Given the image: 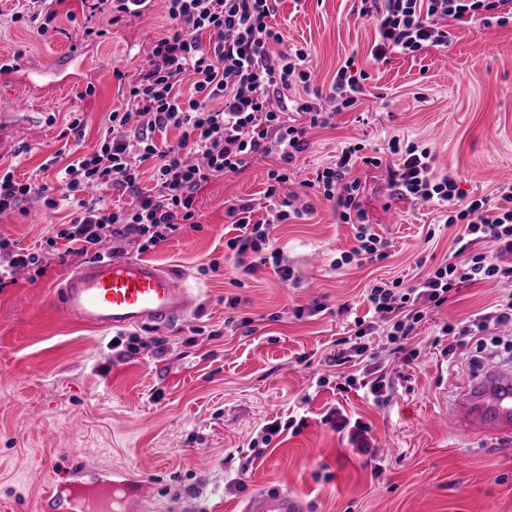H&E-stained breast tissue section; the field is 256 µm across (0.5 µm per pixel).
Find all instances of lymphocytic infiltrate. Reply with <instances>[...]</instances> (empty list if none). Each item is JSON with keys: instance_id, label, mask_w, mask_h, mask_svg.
I'll use <instances>...</instances> for the list:
<instances>
[{"instance_id": "lymphocytic-infiltrate-1", "label": "lymphocytic infiltrate", "mask_w": 512, "mask_h": 512, "mask_svg": "<svg viewBox=\"0 0 512 512\" xmlns=\"http://www.w3.org/2000/svg\"><path fill=\"white\" fill-rule=\"evenodd\" d=\"M168 27L154 40L138 79L129 85L133 111H112L110 124L96 151L68 164L59 197L45 188L16 180L0 171V213L37 200L48 208L60 201L76 203L77 215L46 247L33 251L0 233V288L13 283L20 270L45 274L56 256V241L68 242L66 256L101 257L102 245L118 236L147 251L168 241L181 226L194 224L197 192L212 178L245 168L250 161L278 148L282 168L268 174L265 198L279 206L267 218L253 219L251 202L233 203L225 214L236 235L226 241L227 257L242 273L268 265L282 279L294 277L272 236L275 225L311 213L298 193L287 191L285 170L306 146V131L328 128L337 113L354 107L362 92L359 77L340 66L329 93L310 86L308 54L301 49L273 52L281 35L270 23L279 0H165ZM358 15L371 22L376 38L374 60L399 53L417 56L429 48H448L454 35L449 21L512 23V0H360ZM208 42H201V34ZM188 92H181L182 82ZM303 92L291 96L294 85ZM181 130L180 140L159 149L158 131ZM401 160L391 170L392 198L438 203L447 209L446 224L460 225L456 258L428 272L416 285L401 289L377 282L367 299L382 323V333L403 347L429 310L447 303L451 292L481 281L503 290L493 311L477 316L460 330L479 336L490 324H512V182L501 184L496 202L466 198L453 175L436 169L435 155L425 145L399 146ZM362 144L344 147L334 164L317 170L308 187L330 202L342 223L353 225L357 245L342 255L383 259L384 242L374 232L359 202L361 181L357 164L379 165L362 153ZM154 160V187L140 186V166ZM91 188L130 195L129 205L108 207L102 199H85Z\"/></svg>"}]
</instances>
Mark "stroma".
Returning <instances> with one entry per match:
<instances>
[{"label":"stroma","mask_w":512,"mask_h":512,"mask_svg":"<svg viewBox=\"0 0 512 512\" xmlns=\"http://www.w3.org/2000/svg\"><path fill=\"white\" fill-rule=\"evenodd\" d=\"M356 6L280 0L271 23L282 49L309 51L314 84L330 88L344 64L368 75L361 103L338 114L333 127L308 130L290 174L296 183L313 178L351 143L378 150L381 165H357L355 174L386 258L340 265L357 245L355 231L312 196L309 218L273 231L294 281L268 265L245 275L226 261L224 242L234 232L225 208L250 199L256 218H265L267 174L282 166L273 150L198 194V226L142 255L109 243L120 259L141 255L183 267L202 290L182 322L135 329L138 351L113 348L111 333L59 312L54 288L76 263L54 265L42 277L18 272L0 288V512H40L36 467L62 471L75 459L136 473L151 486V512H239L245 498L278 490L304 495L309 512H512V437L453 428L444 409L477 370L512 363V348L489 357L475 341L440 333L492 307L500 288H459L401 350L389 351L377 332L366 337L370 352L359 361H333L337 340L352 337L355 317L369 311L372 284L415 285L455 250L459 228L445 224L440 206L389 196V171L399 160L389 141L427 143L438 171L456 172L470 196H494L512 181V26L459 23L446 49L376 63L368 55L374 28ZM62 8L59 33L42 37L13 20L19 0H0V53L12 60L0 70V166L53 189L60 169L97 148L109 113L127 110L126 86L144 63L140 47L168 25L162 12L113 24L100 15L85 21L81 0H64ZM71 11L76 20L68 19ZM88 23L106 36L84 38ZM69 55L88 66L59 70ZM105 57L111 67L101 66ZM75 214L68 202L55 209L27 202L0 216V233L37 249ZM231 297L239 298L237 309L225 307ZM345 302L355 316L338 314ZM378 370L392 384L383 404L362 387ZM343 376L356 381L345 393L337 389ZM332 409L369 426L376 458L357 454L325 422ZM272 423L280 432L254 451L260 427Z\"/></svg>","instance_id":"1"}]
</instances>
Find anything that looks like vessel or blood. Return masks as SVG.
Instances as JSON below:
<instances>
[{"mask_svg":"<svg viewBox=\"0 0 512 512\" xmlns=\"http://www.w3.org/2000/svg\"><path fill=\"white\" fill-rule=\"evenodd\" d=\"M62 314L92 329L123 332L171 326L195 310L199 297L186 272L147 260H92L56 291ZM450 417L489 435L512 432V371L478 374L448 408ZM146 486L124 470L101 471L85 463L42 479V512H145ZM242 512H308L304 496L279 491L250 496Z\"/></svg>","mask_w":512,"mask_h":512,"instance_id":"1","label":"vessel or blood"}]
</instances>
